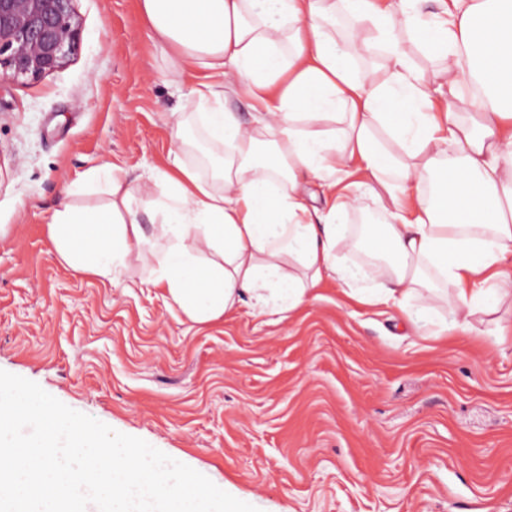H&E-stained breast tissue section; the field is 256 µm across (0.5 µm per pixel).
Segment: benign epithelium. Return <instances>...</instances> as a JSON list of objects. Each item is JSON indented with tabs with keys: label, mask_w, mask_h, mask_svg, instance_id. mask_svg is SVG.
Wrapping results in <instances>:
<instances>
[{
	"label": "benign epithelium",
	"mask_w": 512,
	"mask_h": 512,
	"mask_svg": "<svg viewBox=\"0 0 512 512\" xmlns=\"http://www.w3.org/2000/svg\"><path fill=\"white\" fill-rule=\"evenodd\" d=\"M75 0H0V80L61 69L79 47Z\"/></svg>",
	"instance_id": "7a95c632"
}]
</instances>
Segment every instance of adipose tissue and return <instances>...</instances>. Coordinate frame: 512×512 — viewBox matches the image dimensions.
<instances>
[{"mask_svg": "<svg viewBox=\"0 0 512 512\" xmlns=\"http://www.w3.org/2000/svg\"><path fill=\"white\" fill-rule=\"evenodd\" d=\"M423 2L140 0L174 75L207 73L192 89L206 105L196 118L223 148V190L179 161L154 175L164 246L147 283L171 307L199 325L242 304L289 313L325 280H364L338 262L355 247L388 279L362 301L397 307L410 327L442 303L463 329L476 311L512 304V0H445L439 14ZM420 34L436 73L405 49ZM358 48L376 64L358 67ZM476 83L483 97L461 117ZM309 177L343 185L327 210L309 205ZM99 184L107 203L61 204L48 239L63 265L118 286L145 260L142 189L114 164L73 188ZM364 196L379 219L356 238L343 217Z\"/></svg>", "mask_w": 512, "mask_h": 512, "instance_id": "obj_1", "label": "adipose tissue"}]
</instances>
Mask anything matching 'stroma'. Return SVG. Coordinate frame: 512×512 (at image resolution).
I'll use <instances>...</instances> for the list:
<instances>
[{
    "label": "stroma",
    "instance_id": "1",
    "mask_svg": "<svg viewBox=\"0 0 512 512\" xmlns=\"http://www.w3.org/2000/svg\"><path fill=\"white\" fill-rule=\"evenodd\" d=\"M80 46L58 71L0 81V369L138 437L259 512H512V307L402 327L392 308L325 281L283 320L243 307L199 325L144 285L58 260L47 223L86 171L113 163L152 185L178 159L211 178L221 154L201 105L139 0H76ZM186 119L197 147L171 127ZM510 334H501V327Z\"/></svg>",
    "mask_w": 512,
    "mask_h": 512
}]
</instances>
